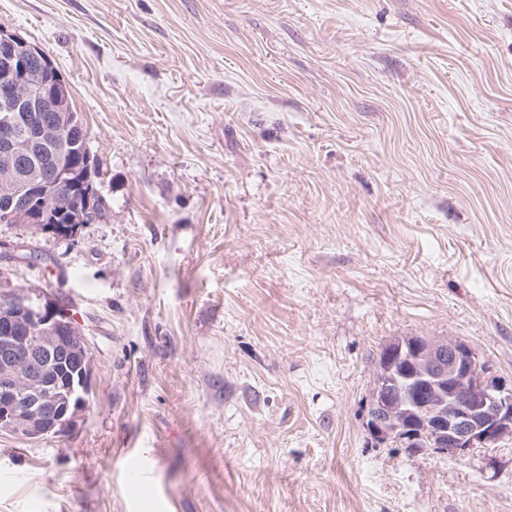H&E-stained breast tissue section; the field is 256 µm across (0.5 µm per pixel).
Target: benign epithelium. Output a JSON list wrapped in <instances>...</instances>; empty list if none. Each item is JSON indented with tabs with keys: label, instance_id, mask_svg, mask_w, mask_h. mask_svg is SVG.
<instances>
[{
	"label": "benign epithelium",
	"instance_id": "benign-epithelium-1",
	"mask_svg": "<svg viewBox=\"0 0 512 512\" xmlns=\"http://www.w3.org/2000/svg\"><path fill=\"white\" fill-rule=\"evenodd\" d=\"M36 48L0 30V160L6 174L35 138L32 109L55 112L59 122L40 137L64 141L71 126L64 112L63 87L50 89L42 70L32 68ZM59 169L40 167L19 184V204L0 209L3 224L39 221L43 187L59 183ZM98 194L89 177L67 186L61 203L75 195ZM30 295L14 287L0 291V432L27 439L69 431L85 411L92 363L73 319L48 299L35 300L29 314L14 311ZM377 360L367 407L366 428L379 445L405 447L425 441L440 453L457 456L512 435V387L486 376L465 343L425 336L398 337Z\"/></svg>",
	"mask_w": 512,
	"mask_h": 512
}]
</instances>
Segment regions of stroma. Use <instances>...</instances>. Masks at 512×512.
<instances>
[{
  "mask_svg": "<svg viewBox=\"0 0 512 512\" xmlns=\"http://www.w3.org/2000/svg\"><path fill=\"white\" fill-rule=\"evenodd\" d=\"M61 72L104 217L0 224L94 361L0 432V512H512V435L379 445L373 359L512 382V0H0Z\"/></svg>",
  "mask_w": 512,
  "mask_h": 512,
  "instance_id": "obj_1",
  "label": "stroma"
}]
</instances>
